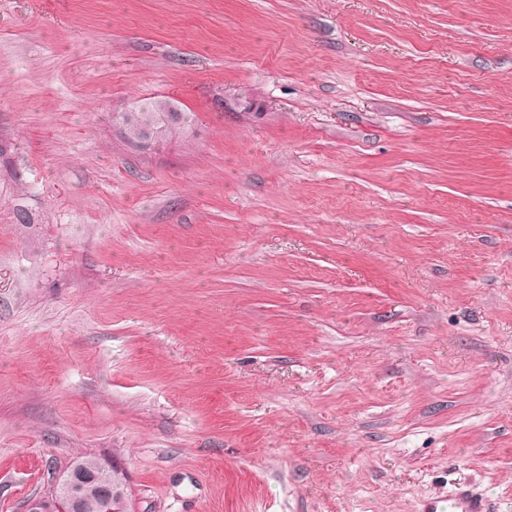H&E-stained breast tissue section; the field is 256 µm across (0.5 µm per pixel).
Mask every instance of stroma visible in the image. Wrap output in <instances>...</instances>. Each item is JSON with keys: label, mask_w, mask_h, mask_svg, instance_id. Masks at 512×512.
<instances>
[{"label": "stroma", "mask_w": 512, "mask_h": 512, "mask_svg": "<svg viewBox=\"0 0 512 512\" xmlns=\"http://www.w3.org/2000/svg\"><path fill=\"white\" fill-rule=\"evenodd\" d=\"M89 454L129 512H512V0H0V512ZM155 102L156 99L143 102L139 105V107L146 112H138L137 105L126 108L124 111H122L131 112L130 118H128L127 122L125 123L126 134L124 135V137L130 143H133L142 135L136 144L145 146L151 138L152 132L154 130L158 132V135L151 141L165 142L192 126L194 117L189 112H182L184 115L183 123H173L179 121L182 118L181 114L179 113L181 112L180 108L172 102L163 101L161 106V109L163 110V121L165 123L171 124L159 130L161 125L157 124V120L161 112H152L155 109ZM122 112H114L118 116V119H115L116 122L123 120V117L121 116ZM145 128L150 129H146L143 133ZM489 500L474 493L465 479L454 484L448 495L423 501V512H495Z\"/></svg>", "instance_id": "1"}]
</instances>
